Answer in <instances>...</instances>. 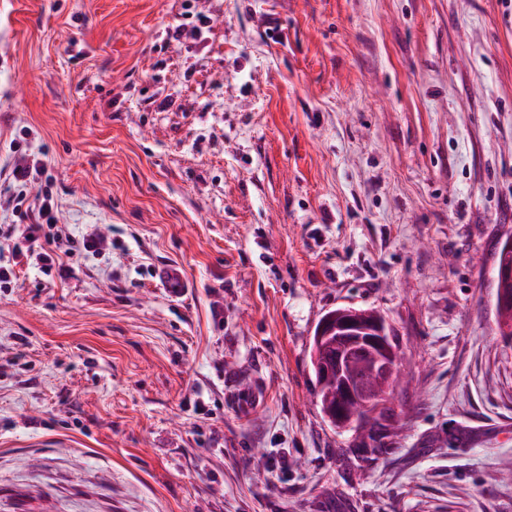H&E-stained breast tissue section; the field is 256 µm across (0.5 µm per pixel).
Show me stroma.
I'll use <instances>...</instances> for the list:
<instances>
[{"instance_id":"stroma-1","label":"stroma","mask_w":512,"mask_h":512,"mask_svg":"<svg viewBox=\"0 0 512 512\" xmlns=\"http://www.w3.org/2000/svg\"><path fill=\"white\" fill-rule=\"evenodd\" d=\"M18 148L112 249L0 288V512H512V0H0ZM346 305L404 352L374 454L318 403ZM154 278L160 289L171 298H180L189 291V283L182 268L175 264L158 267Z\"/></svg>"}]
</instances>
